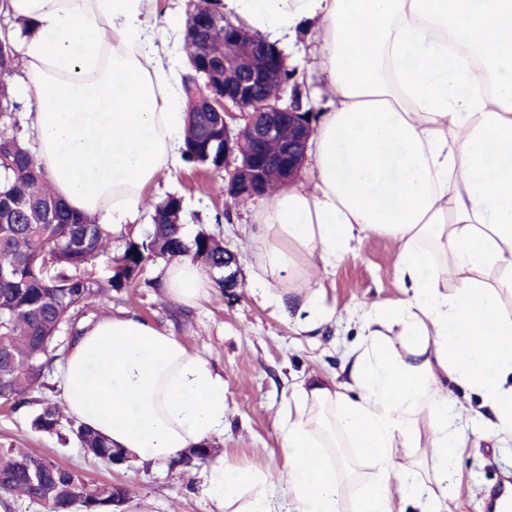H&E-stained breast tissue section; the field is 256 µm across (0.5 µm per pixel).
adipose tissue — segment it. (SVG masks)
Here are the masks:
<instances>
[{"label":"adipose tissue","mask_w":512,"mask_h":512,"mask_svg":"<svg viewBox=\"0 0 512 512\" xmlns=\"http://www.w3.org/2000/svg\"><path fill=\"white\" fill-rule=\"evenodd\" d=\"M149 0H9L19 94L33 98L37 160L56 193L99 223L125 227L145 186L182 160L187 103L149 37ZM262 38L311 30L329 100L307 183L257 211L261 303L295 311L302 330L332 319L323 279L355 243H399L407 297L364 308L348 379L300 382L277 428L287 512H343L348 445L374 471L357 512H449L467 439L448 385L474 392L512 439V0H222ZM452 277H445L443 268ZM166 295L213 291L175 261ZM399 328L401 349L385 332ZM64 357L61 402L127 461L179 459L224 429V377L183 341L134 313L81 326ZM217 512H276L265 475L218 460L205 472Z\"/></svg>","instance_id":"obj_1"}]
</instances>
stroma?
<instances>
[{"label":"stroma","mask_w":512,"mask_h":512,"mask_svg":"<svg viewBox=\"0 0 512 512\" xmlns=\"http://www.w3.org/2000/svg\"><path fill=\"white\" fill-rule=\"evenodd\" d=\"M193 0H155L161 23L154 40L163 58L175 60V73L186 80L191 72L184 51L182 31ZM294 80L301 88L319 87L314 56L315 41L309 31L297 33L294 42L279 41ZM228 171L214 172L180 166L160 175L145 194L161 199L170 194L183 199L182 224L186 237L204 227L216 230L240 265L239 285L225 294H212L189 307L166 297L159 288H131L104 299L101 313L128 310L180 337L193 353L207 360L224 377L225 422L222 435L213 442L229 463L271 475L268 492L286 505L274 475L280 465L275 414L294 384L318 374L345 379L346 349L355 344L357 315L372 301L396 303L405 293L395 272L397 242L374 235L330 271L325 281L329 301L336 304V319L312 332L302 331L294 320L255 301L256 244L251 237L253 214L259 198L236 204L224 195ZM61 363L53 361L44 374V385L18 408L0 405V444H14L48 456L73 468L92 485L127 486L131 498L126 512H213L203 488L202 470L166 463L137 467L113 465L87 455L74 439H62L31 427L40 399L57 398ZM481 417L462 420L470 440L456 458L460 485L449 501L450 512H484V499L499 476H512V441L473 439L485 429Z\"/></svg>","instance_id":"1"}]
</instances>
